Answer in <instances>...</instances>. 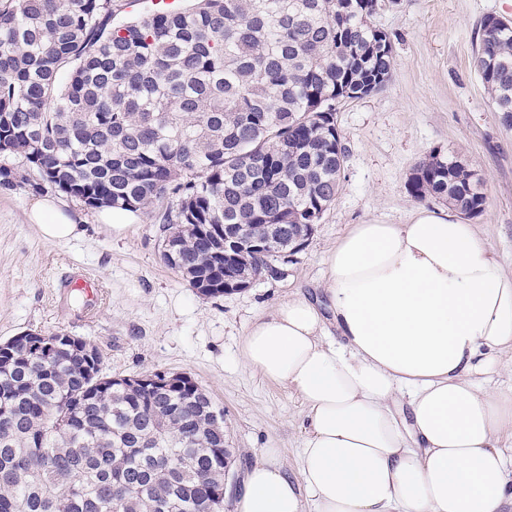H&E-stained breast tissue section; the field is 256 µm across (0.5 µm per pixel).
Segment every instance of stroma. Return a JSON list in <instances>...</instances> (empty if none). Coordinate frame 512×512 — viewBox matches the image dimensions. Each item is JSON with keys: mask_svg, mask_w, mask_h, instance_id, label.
<instances>
[{"mask_svg": "<svg viewBox=\"0 0 512 512\" xmlns=\"http://www.w3.org/2000/svg\"><path fill=\"white\" fill-rule=\"evenodd\" d=\"M512 15V0H379L376 27L391 38L394 63L378 92L341 102L336 126L347 149L340 189L313 235L276 279L209 298L189 288L159 258L164 236L153 215L132 214L116 234L101 210L56 193L76 224L74 237L50 241L29 224L32 190L0 188V342L25 331H65L98 345L114 376L146 372L195 378L224 409V440L235 451L224 512H237L248 469L276 448L299 466L306 408L287 386L247 368L240 348L257 317L299 295L321 296L330 248L355 224H407L442 200L412 198L413 167L433 151L465 161L487 196L473 222L512 272V126L472 65L482 19ZM98 280L93 314L63 279Z\"/></svg>", "mask_w": 512, "mask_h": 512, "instance_id": "35a3bbf8", "label": "stroma"}]
</instances>
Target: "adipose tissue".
<instances>
[{
	"mask_svg": "<svg viewBox=\"0 0 512 512\" xmlns=\"http://www.w3.org/2000/svg\"><path fill=\"white\" fill-rule=\"evenodd\" d=\"M28 220L54 241L76 230L50 196ZM326 264V304L292 298L243 339L244 364L292 388L308 426L297 474L263 449L238 512H512V397L476 382L512 357V273L489 240L420 211L354 225Z\"/></svg>",
	"mask_w": 512,
	"mask_h": 512,
	"instance_id": "1",
	"label": "adipose tissue"
}]
</instances>
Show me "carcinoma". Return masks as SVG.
Here are the masks:
<instances>
[{
  "instance_id": "obj_1",
  "label": "carcinoma",
  "mask_w": 512,
  "mask_h": 512,
  "mask_svg": "<svg viewBox=\"0 0 512 512\" xmlns=\"http://www.w3.org/2000/svg\"><path fill=\"white\" fill-rule=\"evenodd\" d=\"M378 0H195L114 23L116 0H0V187L90 208L166 200L160 259L206 297L281 275L334 201L336 103L388 81ZM473 65L512 125V23L485 17ZM12 158L21 164H8ZM408 193L483 212L456 157ZM0 344V512H222L224 411L187 374L126 388L63 331Z\"/></svg>"
}]
</instances>
